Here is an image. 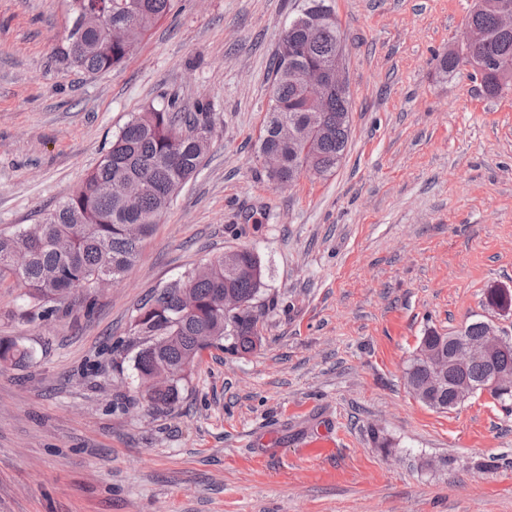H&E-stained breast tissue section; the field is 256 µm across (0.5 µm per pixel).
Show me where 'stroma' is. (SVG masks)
Wrapping results in <instances>:
<instances>
[{"mask_svg": "<svg viewBox=\"0 0 512 512\" xmlns=\"http://www.w3.org/2000/svg\"><path fill=\"white\" fill-rule=\"evenodd\" d=\"M301 0H177L119 66L55 57L68 0H0V234L39 223L134 113L208 109L210 150L139 259L28 318L0 285V512H512V408L439 411L405 372L426 329L512 289V93L434 58L471 0H333L351 137L340 167L270 182L256 150L279 36ZM259 257L263 341L204 352L174 410L141 397L130 326L159 287L225 251ZM329 435L323 455L308 446Z\"/></svg>", "mask_w": 512, "mask_h": 512, "instance_id": "35a3bbf8", "label": "stroma"}]
</instances>
